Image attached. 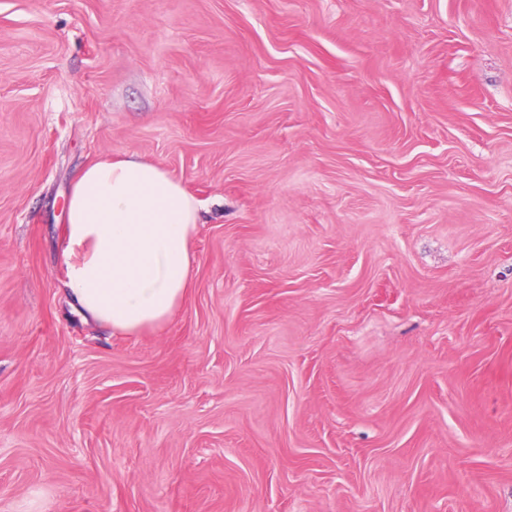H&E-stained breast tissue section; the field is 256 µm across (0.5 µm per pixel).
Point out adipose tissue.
<instances>
[{"label":"adipose tissue","mask_w":512,"mask_h":512,"mask_svg":"<svg viewBox=\"0 0 512 512\" xmlns=\"http://www.w3.org/2000/svg\"><path fill=\"white\" fill-rule=\"evenodd\" d=\"M200 210L177 179L135 154L84 168L68 197L62 249L77 312L121 336L170 320L190 291Z\"/></svg>","instance_id":"1"}]
</instances>
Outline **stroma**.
<instances>
[{
    "label": "stroma",
    "mask_w": 512,
    "mask_h": 512,
    "mask_svg": "<svg viewBox=\"0 0 512 512\" xmlns=\"http://www.w3.org/2000/svg\"><path fill=\"white\" fill-rule=\"evenodd\" d=\"M202 204L155 330L63 198ZM0 512H512V0H0ZM200 201L132 153L95 161L66 206L63 283L86 320L132 336L160 327L186 299Z\"/></svg>",
    "instance_id": "obj_1"
}]
</instances>
